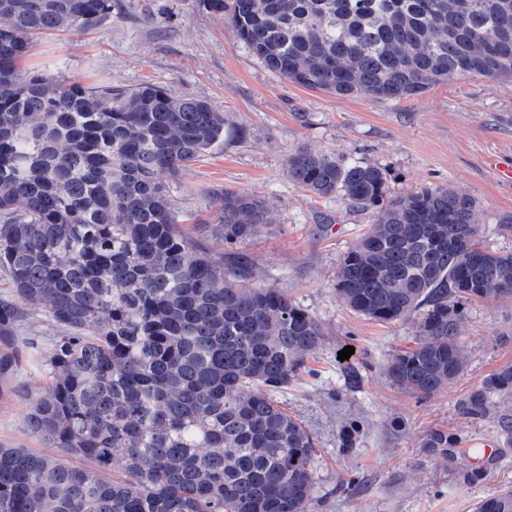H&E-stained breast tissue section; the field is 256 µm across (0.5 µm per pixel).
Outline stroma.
Instances as JSON below:
<instances>
[{"label":"stroma","instance_id":"stroma-1","mask_svg":"<svg viewBox=\"0 0 512 512\" xmlns=\"http://www.w3.org/2000/svg\"><path fill=\"white\" fill-rule=\"evenodd\" d=\"M21 67L87 87L160 85L223 113V145L169 179V195L200 249L243 257L258 285L288 294L323 328L320 351L274 395L317 438L307 512H475L482 497L512 486V447H503L498 423L512 415V394L494 396L492 415L481 419L458 410L512 363V302L469 303L461 325L468 364L447 390L423 400L391 385L383 364L410 346L415 320L369 319L336 293L339 261L376 212L313 194L287 173L289 154L303 146L378 166L392 195L455 187L476 200L483 243L512 251V186L490 167L491 156L512 155V82L459 77L400 100L311 90L270 72L198 0H112L108 23L35 39ZM224 187L265 199L271 231L236 245L200 232L217 223L211 194ZM348 345L354 354L339 360ZM351 365L359 384L346 377ZM44 384L35 363L0 379V441L41 450L24 414ZM350 427L356 438L346 451ZM432 430L455 439L452 455L425 448ZM484 441L498 454L471 465L467 449Z\"/></svg>","mask_w":512,"mask_h":512}]
</instances>
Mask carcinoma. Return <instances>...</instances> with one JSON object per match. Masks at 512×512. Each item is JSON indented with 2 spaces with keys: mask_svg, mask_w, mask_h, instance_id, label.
<instances>
[{
  "mask_svg": "<svg viewBox=\"0 0 512 512\" xmlns=\"http://www.w3.org/2000/svg\"><path fill=\"white\" fill-rule=\"evenodd\" d=\"M277 76L336 95H419L459 76L512 82V0H199ZM112 0H0V377L21 361L26 310L57 328L25 336L45 386L24 415L55 456L0 442V512H307L314 437L271 392L322 345L307 310L252 283L248 262L200 250L163 179L224 144V114L147 84L126 92L21 72L32 37L80 33ZM288 177L377 209L339 262L336 291L387 322L417 315L414 346L384 374L422 399L466 367L471 301H512V252L480 241L476 201L447 186L384 191L381 170L299 148ZM227 245L272 224L259 197L212 193ZM512 393V363L458 403L478 419ZM453 446L441 431L424 447ZM476 512H512V489Z\"/></svg>",
  "mask_w": 512,
  "mask_h": 512,
  "instance_id": "1",
  "label": "carcinoma"
}]
</instances>
